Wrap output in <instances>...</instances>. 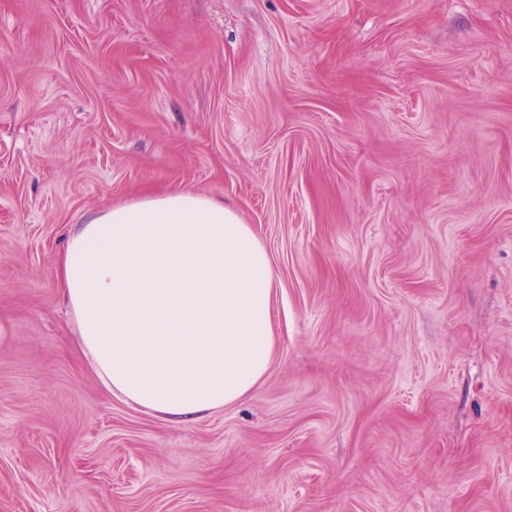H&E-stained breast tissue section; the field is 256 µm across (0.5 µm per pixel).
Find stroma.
<instances>
[{
  "mask_svg": "<svg viewBox=\"0 0 512 512\" xmlns=\"http://www.w3.org/2000/svg\"><path fill=\"white\" fill-rule=\"evenodd\" d=\"M183 189L266 247L275 352L174 423L57 270ZM0 512H512V0H0Z\"/></svg>",
  "mask_w": 512,
  "mask_h": 512,
  "instance_id": "obj_1",
  "label": "stroma"
}]
</instances>
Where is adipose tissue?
Instances as JSON below:
<instances>
[{"mask_svg": "<svg viewBox=\"0 0 512 512\" xmlns=\"http://www.w3.org/2000/svg\"><path fill=\"white\" fill-rule=\"evenodd\" d=\"M58 277L102 386L166 420L231 405L270 368L271 260L213 197L180 190L85 216Z\"/></svg>", "mask_w": 512, "mask_h": 512, "instance_id": "adipose-tissue-1", "label": "adipose tissue"}]
</instances>
